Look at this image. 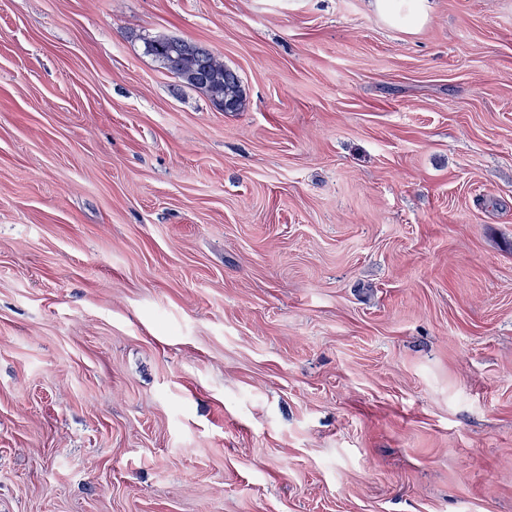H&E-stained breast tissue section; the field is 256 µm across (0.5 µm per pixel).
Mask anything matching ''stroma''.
Instances as JSON below:
<instances>
[{
    "label": "stroma",
    "instance_id": "35a3bbf8",
    "mask_svg": "<svg viewBox=\"0 0 512 512\" xmlns=\"http://www.w3.org/2000/svg\"><path fill=\"white\" fill-rule=\"evenodd\" d=\"M0 512H512V0H0ZM426 0H374L378 14L386 19L401 17L409 26L416 27L426 19ZM146 48L163 69L205 92L220 110L238 112L244 108L239 76L212 50L176 38H158L148 42ZM222 99L228 103L224 108L219 101Z\"/></svg>",
    "mask_w": 512,
    "mask_h": 512
}]
</instances>
